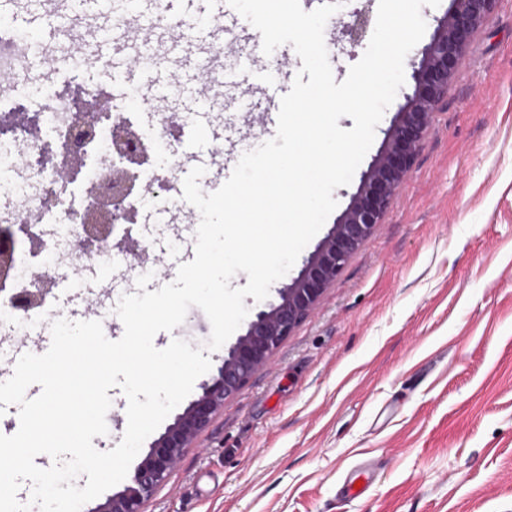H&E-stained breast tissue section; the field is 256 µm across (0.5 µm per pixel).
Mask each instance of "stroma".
<instances>
[{
    "mask_svg": "<svg viewBox=\"0 0 512 512\" xmlns=\"http://www.w3.org/2000/svg\"><path fill=\"white\" fill-rule=\"evenodd\" d=\"M378 0H345L326 23L324 40L336 81L368 42L341 33L354 13L376 17ZM83 35L49 18L46 0H0V19L52 49L63 72L102 20L96 0H60ZM144 19L126 28L149 42L152 75L181 81L167 99L184 124L174 146L193 154L243 153L268 141L239 125L251 89L276 69L291 88L302 65L296 52L240 47L225 26L222 67L185 70L171 43L191 46L211 9L200 0L180 27L153 29V0ZM451 0L423 7V38L407 55V79L376 127L350 184L335 190L330 232L357 194L363 173L384 154L386 133L412 93L414 64L448 18ZM205 114H198V105ZM131 235L146 245L155 287L173 282L171 257L194 244L199 211L180 205L167 223L166 195L139 181ZM113 292L97 285L54 289L43 307L40 335L58 318L101 315L106 337L123 333L115 307L137 275L112 258ZM211 324L190 308L185 321L156 334V348L179 338L205 347ZM371 465L368 489L341 490L348 472ZM145 512H512V0L494 10L469 42L465 62L437 104L431 127L383 222L351 256L317 308L274 352L270 362L224 404L186 449Z\"/></svg>",
    "mask_w": 512,
    "mask_h": 512,
    "instance_id": "stroma-1",
    "label": "stroma"
}]
</instances>
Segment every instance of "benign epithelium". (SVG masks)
Returning a JSON list of instances; mask_svg holds the SVG:
<instances>
[{"label": "benign epithelium", "mask_w": 512, "mask_h": 512, "mask_svg": "<svg viewBox=\"0 0 512 512\" xmlns=\"http://www.w3.org/2000/svg\"><path fill=\"white\" fill-rule=\"evenodd\" d=\"M453 2L456 4L454 11L448 15L445 25L427 48L420 67L413 73L414 93L391 130L386 153L362 180L343 217L312 253L299 275L279 291L280 302L255 314L246 333L230 347L217 374L202 384L201 394L150 444L131 483L123 491L107 497L93 512H144L146 501L166 481L184 449L209 426L226 400L266 366L283 340L317 307L351 255L382 222L422 145L437 103L448 92L449 81L463 64L467 44L492 11L495 0ZM67 94L76 116L71 136L81 145L93 142L96 125L112 119L111 97L103 93L91 98L78 83L68 86ZM40 122L41 113L30 116L26 108L20 106L10 122H0V136L29 131ZM110 129L113 161L107 179L112 181V194L103 195L98 181L88 182L86 206L79 214L81 233L71 246L80 256L91 257L116 249L138 259L141 254L131 247L129 236L116 241L113 233L119 224L134 223V190L140 168L148 162L149 149L137 139L126 121L112 124ZM34 165L40 169L49 167L58 180L72 183L85 163L84 156L74 149L66 147L58 151L47 145ZM22 244L28 245L34 253L42 250L43 241L34 231V225H0V295H4L11 309L27 315L43 306L55 282L44 276L39 288L15 290L10 287L17 248Z\"/></svg>", "instance_id": "7a95c632"}]
</instances>
